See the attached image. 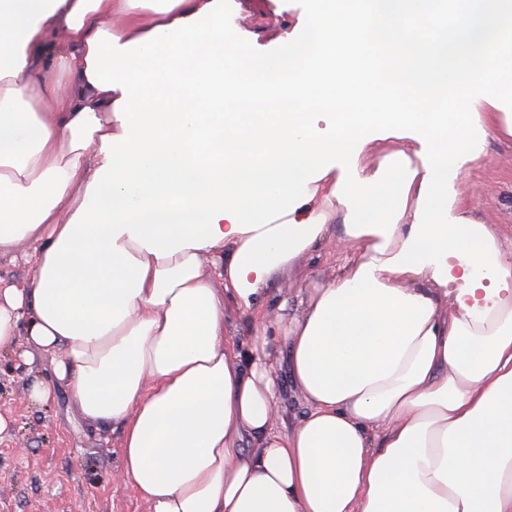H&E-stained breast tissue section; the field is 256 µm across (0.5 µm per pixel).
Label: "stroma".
Wrapping results in <instances>:
<instances>
[{"mask_svg": "<svg viewBox=\"0 0 512 512\" xmlns=\"http://www.w3.org/2000/svg\"><path fill=\"white\" fill-rule=\"evenodd\" d=\"M308 0H224L228 25L259 57L285 50L289 32L301 31ZM467 188L477 215L512 240V140L488 139ZM25 340L0 352V512H147L121 474L120 434L97 431L69 412L72 398L54 374L50 354L22 356ZM50 385L47 404H33L32 381Z\"/></svg>", "mask_w": 512, "mask_h": 512, "instance_id": "1", "label": "stroma"}]
</instances>
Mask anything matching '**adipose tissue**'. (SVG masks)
Instances as JSON below:
<instances>
[{
	"mask_svg": "<svg viewBox=\"0 0 512 512\" xmlns=\"http://www.w3.org/2000/svg\"><path fill=\"white\" fill-rule=\"evenodd\" d=\"M492 136L512 0H310L271 59L224 0H0V256L34 263L0 350L120 426L148 512H512V263L466 192ZM345 258L343 249L336 245V242H327L312 253L310 258L303 260L308 273L309 281L315 283L321 278L328 276L341 259ZM268 288L272 289L269 290L270 302L267 310L274 327H276L278 323L288 322V316L290 318L299 314L300 307L297 303V299L293 294H288V286L286 284L276 282ZM277 288H281V290ZM277 374L283 386V405L281 407V414L286 424H294L301 413L303 407L293 398V395L288 392V368L284 361L277 366Z\"/></svg>",
	"mask_w": 512,
	"mask_h": 512,
	"instance_id": "obj_1",
	"label": "adipose tissue"
}]
</instances>
